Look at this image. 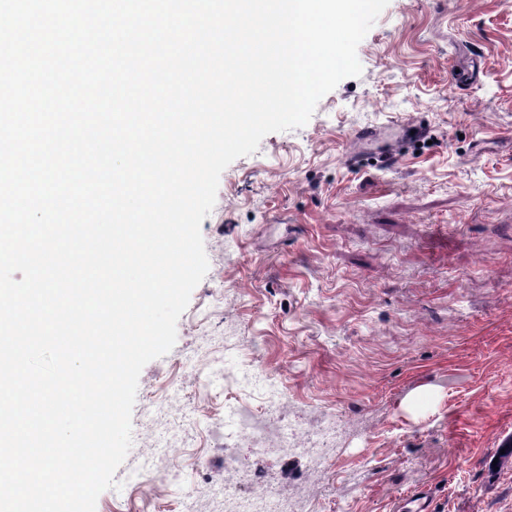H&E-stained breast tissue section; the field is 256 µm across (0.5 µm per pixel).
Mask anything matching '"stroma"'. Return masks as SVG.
Instances as JSON below:
<instances>
[{
	"label": "stroma",
	"instance_id": "1",
	"mask_svg": "<svg viewBox=\"0 0 512 512\" xmlns=\"http://www.w3.org/2000/svg\"><path fill=\"white\" fill-rule=\"evenodd\" d=\"M302 127L221 174L201 225L209 269L173 349L143 368L132 446L96 512H224L225 457L306 512H512V5L389 0ZM423 125L393 166L347 162L355 133ZM278 378L305 428L336 418V456L254 458L215 427L241 360ZM189 431L175 432L184 411Z\"/></svg>",
	"mask_w": 512,
	"mask_h": 512
}]
</instances>
